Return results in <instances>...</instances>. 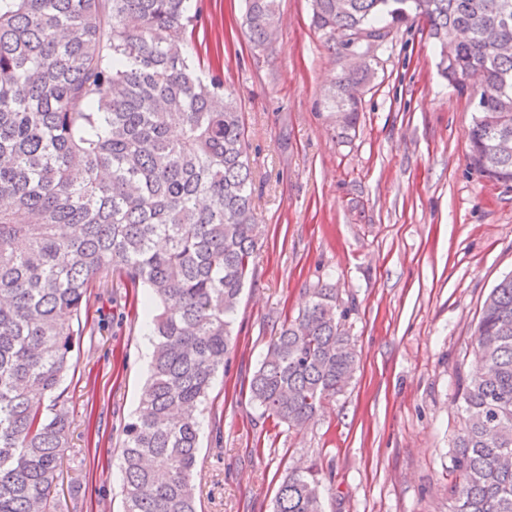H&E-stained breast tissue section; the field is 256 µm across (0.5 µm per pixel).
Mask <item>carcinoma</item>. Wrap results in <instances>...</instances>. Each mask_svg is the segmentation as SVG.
<instances>
[{"label":"carcinoma","mask_w":512,"mask_h":512,"mask_svg":"<svg viewBox=\"0 0 512 512\" xmlns=\"http://www.w3.org/2000/svg\"><path fill=\"white\" fill-rule=\"evenodd\" d=\"M245 6L261 47L277 0ZM411 17L440 45L441 76L478 97L472 165L512 183V0H312L340 54L358 48L343 36L384 39ZM194 22L187 0H0V512H57L63 383L88 288L111 273L155 306L149 383L122 427L124 512H197L198 409L233 347L261 230L242 112L194 68ZM371 77L363 62L328 93L339 137L356 130ZM343 316L336 289H309L250 380L262 418L301 429L352 379ZM475 336L480 366L458 372L450 512H512V274ZM273 512H325L315 475L288 473Z\"/></svg>","instance_id":"1"}]
</instances>
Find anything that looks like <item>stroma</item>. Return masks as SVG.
I'll return each mask as SVG.
<instances>
[{"label":"stroma","mask_w":512,"mask_h":512,"mask_svg":"<svg viewBox=\"0 0 512 512\" xmlns=\"http://www.w3.org/2000/svg\"><path fill=\"white\" fill-rule=\"evenodd\" d=\"M193 60L220 72L244 116L262 247L233 321L235 347L202 405L197 512H273L284 477L310 467L326 512H448L462 426L457 370L475 369V327L512 272V183L470 163L476 100L438 73L419 18L371 45L355 137L336 138L325 94L345 64L312 25L311 0H279L268 44L244 0H189ZM331 283L360 367L299 431L260 418L249 382L307 291ZM145 288L90 290L65 380L71 446L57 512H122L121 429L151 353Z\"/></svg>","instance_id":"1"}]
</instances>
